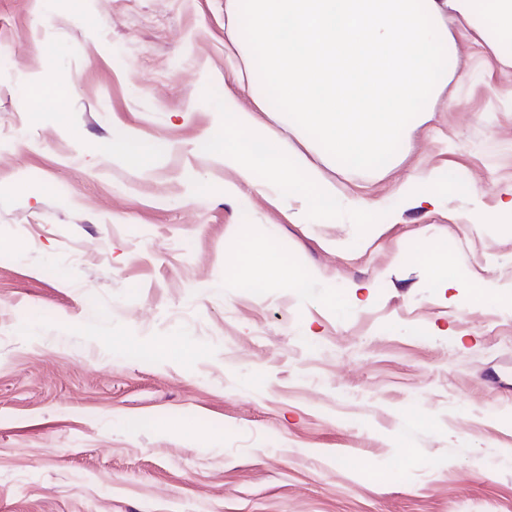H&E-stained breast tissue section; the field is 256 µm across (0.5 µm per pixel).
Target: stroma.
<instances>
[{
	"instance_id": "1",
	"label": "stroma",
	"mask_w": 512,
	"mask_h": 512,
	"mask_svg": "<svg viewBox=\"0 0 512 512\" xmlns=\"http://www.w3.org/2000/svg\"><path fill=\"white\" fill-rule=\"evenodd\" d=\"M226 39L224 0H0V512H512V66L458 34L387 171L322 166L381 202L361 236L226 193ZM128 133L163 154L113 156ZM420 171L458 187L402 200ZM246 240L312 287L227 277ZM432 242L455 287L398 262Z\"/></svg>"
}]
</instances>
